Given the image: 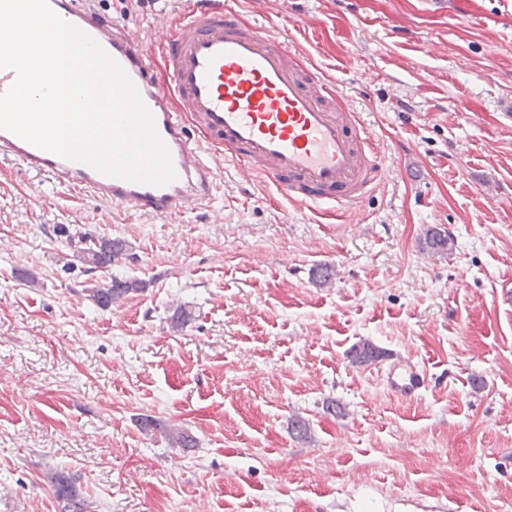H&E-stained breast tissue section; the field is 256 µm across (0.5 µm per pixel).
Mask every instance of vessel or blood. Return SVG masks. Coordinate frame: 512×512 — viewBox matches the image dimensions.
I'll list each match as a JSON object with an SVG mask.
<instances>
[{"instance_id": "b4317fda", "label": "vessel or blood", "mask_w": 512, "mask_h": 512, "mask_svg": "<svg viewBox=\"0 0 512 512\" xmlns=\"http://www.w3.org/2000/svg\"><path fill=\"white\" fill-rule=\"evenodd\" d=\"M48 3L131 80L175 177L153 186L110 176L0 129V155L26 170L164 217L193 212L211 198L213 167L205 148L215 143L242 180L266 179L298 210L358 204L382 181L381 157L336 83L226 0H190L175 33L159 35L165 84L153 74L140 30L105 20L92 0ZM382 375L390 393L402 399L417 396L426 381L408 360L391 363Z\"/></svg>"}]
</instances>
